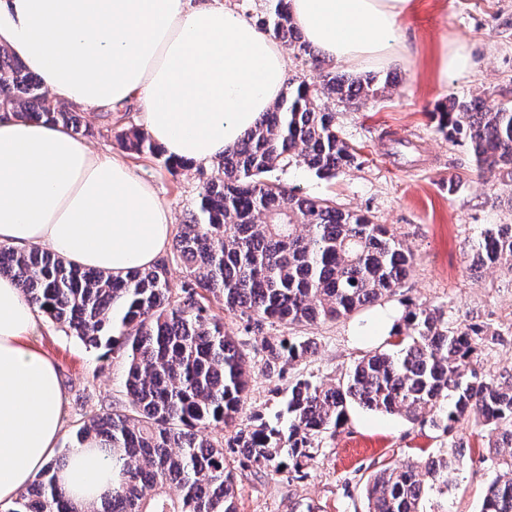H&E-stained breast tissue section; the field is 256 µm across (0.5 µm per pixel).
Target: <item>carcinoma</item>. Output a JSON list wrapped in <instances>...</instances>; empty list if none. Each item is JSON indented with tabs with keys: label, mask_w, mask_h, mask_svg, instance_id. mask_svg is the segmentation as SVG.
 <instances>
[{
	"label": "carcinoma",
	"mask_w": 512,
	"mask_h": 512,
	"mask_svg": "<svg viewBox=\"0 0 512 512\" xmlns=\"http://www.w3.org/2000/svg\"><path fill=\"white\" fill-rule=\"evenodd\" d=\"M258 27L304 58L313 80L288 82V92L262 114L211 172L197 169L198 201L176 238L174 260L189 280L174 288L169 261L125 275L81 269L53 251L0 244V275L13 277L24 297L101 358L122 360L126 403L85 414L76 444L98 441L112 454V494L82 504L66 495L57 471L43 470L7 512H236L239 466L294 473L315 460L348 419L349 407L431 418L453 435L469 418L486 433L479 462L488 466L481 512H512V367L486 375L473 367L495 333L482 322L448 323L438 308L411 307L397 354L366 352L347 379L333 385L297 378L288 387L286 418L241 417L250 370L243 344L224 332L214 312L238 316L245 330L333 322L395 293L411 253L383 224L343 211L328 199L303 197L271 174L292 164L333 177L356 152L336 129L325 100L356 104L384 92L390 78L336 72L304 39L288 0ZM0 112L85 129L79 116L54 102L21 60L0 49ZM448 140L468 144L479 176L512 181V109L486 110L475 100L449 99L432 113ZM136 154L160 155L141 130L122 134ZM500 265L512 273V224H494L478 243L472 267ZM263 366L280 375L314 354L305 337L266 340ZM219 435L203 438L199 428ZM230 430L224 437V430ZM455 451L379 469L367 478L366 512H423V475L448 487ZM172 486L177 494L167 495Z\"/></svg>",
	"instance_id": "cac0c4a2"
}]
</instances>
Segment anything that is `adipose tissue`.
<instances>
[{"mask_svg": "<svg viewBox=\"0 0 512 512\" xmlns=\"http://www.w3.org/2000/svg\"><path fill=\"white\" fill-rule=\"evenodd\" d=\"M415 0H288L306 41L327 60L361 69L408 60L401 24ZM0 47L58 102L94 112L129 101L146 133L177 161L211 164L280 98L282 47L222 0H0ZM477 63L467 38L443 41L441 80ZM172 214L122 157L66 128L0 114V243L48 248L71 264L114 274L152 267ZM43 324L15 280L0 275V507L55 459L65 395L54 362L29 343ZM59 483L101 501L112 464L74 449Z\"/></svg>", "mask_w": 512, "mask_h": 512, "instance_id": "1", "label": "adipose tissue"}]
</instances>
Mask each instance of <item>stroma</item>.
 <instances>
[{
	"instance_id": "35a3bbf8",
	"label": "stroma",
	"mask_w": 512,
	"mask_h": 512,
	"mask_svg": "<svg viewBox=\"0 0 512 512\" xmlns=\"http://www.w3.org/2000/svg\"><path fill=\"white\" fill-rule=\"evenodd\" d=\"M403 29L410 63L377 71L381 77L395 76V87L358 105L330 104L338 131L358 151L357 162L333 178L294 165L278 177L303 195L333 200L340 208L366 213L374 223L387 225L411 252L413 263L394 295L335 322L266 325L248 333L236 316L223 313L225 331L243 342L250 362L245 413L275 419L284 410L292 380L303 376L330 384L343 377L358 358L383 343L381 337L361 335V328L379 313H401L410 304L438 307L451 322L473 318L487 323L497 340L482 351L481 369L495 375L512 366V274L497 267L471 266L485 229L512 224V186L477 180L467 145L448 142L429 117L438 103L452 96L478 100L487 108L512 106V0H416ZM447 34L471 40L477 66L467 77L445 83L431 57ZM136 118V106H128L113 113L107 129L98 114H84L94 130L88 144L121 152L118 137L135 127ZM126 159L150 179L175 224H182L198 198L195 168L174 173L163 157L149 154L130 153ZM278 336L308 337L316 352L283 375L267 374L262 344ZM30 343L55 363L62 380L65 424L58 450L63 453L74 445L84 410L123 401L122 364L99 359L76 336L49 320ZM454 441L463 446V462L447 495L431 494L426 510L479 512L491 478L490 471L474 460L484 443L480 426L462 423L451 439L430 423L357 407L350 409L347 424L328 441L324 455L309 467L306 477L237 468L236 510L304 512V504L313 502L317 512H365L364 482L372 470L448 450Z\"/></svg>"
}]
</instances>
